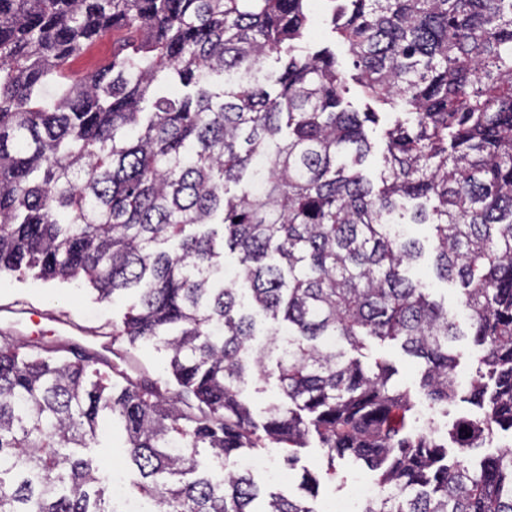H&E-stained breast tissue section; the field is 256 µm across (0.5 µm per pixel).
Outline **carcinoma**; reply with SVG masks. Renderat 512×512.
<instances>
[{"label": "carcinoma", "mask_w": 512, "mask_h": 512, "mask_svg": "<svg viewBox=\"0 0 512 512\" xmlns=\"http://www.w3.org/2000/svg\"><path fill=\"white\" fill-rule=\"evenodd\" d=\"M340 2L351 74L308 41V0H0V276L132 296L112 344L161 345L177 386L0 330V512H127L98 457L115 424L140 512H256L236 460L268 439L291 465L312 436L327 473L378 471L364 512H512V450L468 461L512 431V0ZM114 30L123 54L71 79ZM352 82L393 115L375 180ZM407 224L460 318L411 276ZM245 292L274 320L260 348ZM367 337L419 359V397L361 361ZM461 338L478 413L442 439L418 407L456 399ZM272 354L284 402L258 426L241 386ZM261 512L319 510L271 493Z\"/></svg>", "instance_id": "carcinoma-1"}]
</instances>
